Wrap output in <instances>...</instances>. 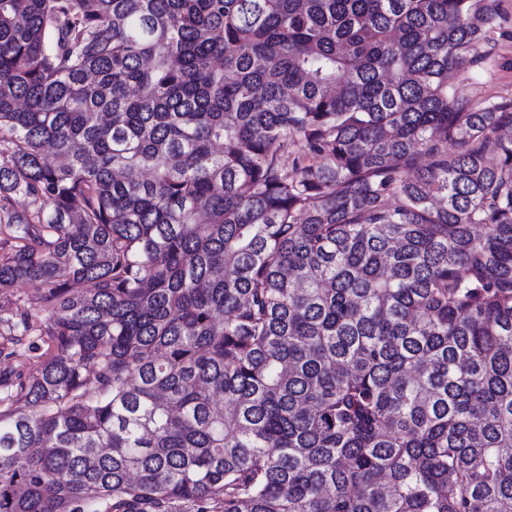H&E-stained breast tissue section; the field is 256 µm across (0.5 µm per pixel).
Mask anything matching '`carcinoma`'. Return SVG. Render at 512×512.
Returning <instances> with one entry per match:
<instances>
[{
    "mask_svg": "<svg viewBox=\"0 0 512 512\" xmlns=\"http://www.w3.org/2000/svg\"><path fill=\"white\" fill-rule=\"evenodd\" d=\"M501 20L0 0V512H512ZM503 1L509 20L490 35L496 49L486 67L474 68L467 56L449 76L448 84L458 86L477 101L512 100V0ZM8 338L9 336L0 335V347H5L2 357L9 352H13L9 356L11 371L22 373L23 376L33 372L42 360L53 353V348L49 346L45 336L31 334L24 337L20 344L14 346L8 342Z\"/></svg>",
    "mask_w": 512,
    "mask_h": 512,
    "instance_id": "carcinoma-1",
    "label": "carcinoma"
}]
</instances>
